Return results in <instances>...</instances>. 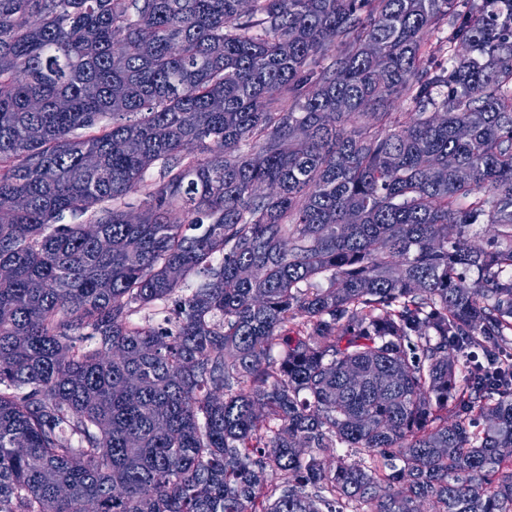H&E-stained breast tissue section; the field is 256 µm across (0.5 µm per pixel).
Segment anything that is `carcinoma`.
<instances>
[{"mask_svg":"<svg viewBox=\"0 0 512 512\" xmlns=\"http://www.w3.org/2000/svg\"><path fill=\"white\" fill-rule=\"evenodd\" d=\"M240 2L0 0V512H512V18Z\"/></svg>","mask_w":512,"mask_h":512,"instance_id":"1","label":"carcinoma"}]
</instances>
